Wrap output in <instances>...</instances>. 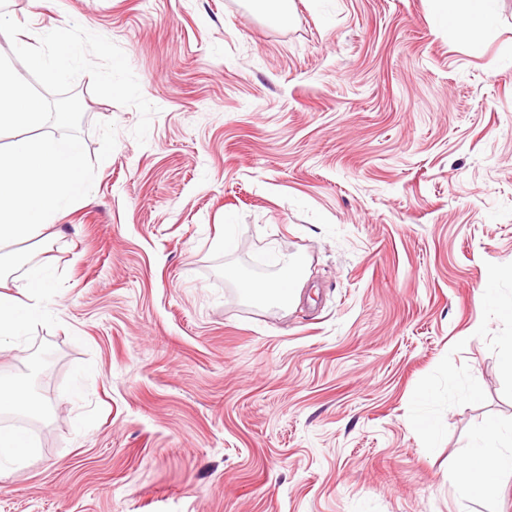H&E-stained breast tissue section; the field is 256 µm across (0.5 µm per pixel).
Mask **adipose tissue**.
I'll return each mask as SVG.
<instances>
[{"label":"adipose tissue","instance_id":"ef3b65f1","mask_svg":"<svg viewBox=\"0 0 512 512\" xmlns=\"http://www.w3.org/2000/svg\"><path fill=\"white\" fill-rule=\"evenodd\" d=\"M449 19V38L470 46L492 24L499 0H438ZM0 34L11 40L13 56L0 57V131L15 127L35 129L0 148V352L19 351L30 327L45 316V299L53 288L48 262L31 264L13 279L6 272L17 267L13 247L34 237L69 202L85 196L82 155L77 140L43 130L48 117L44 102L23 77L37 72L58 80L77 55L74 46L54 48L56 29L33 35L0 14ZM512 477V431L487 422L474 439L456 473L467 494L491 497Z\"/></svg>","mask_w":512,"mask_h":512}]
</instances>
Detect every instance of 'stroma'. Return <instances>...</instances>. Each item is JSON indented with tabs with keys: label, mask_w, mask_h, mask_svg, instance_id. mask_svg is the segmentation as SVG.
<instances>
[{
	"label": "stroma",
	"mask_w": 512,
	"mask_h": 512,
	"mask_svg": "<svg viewBox=\"0 0 512 512\" xmlns=\"http://www.w3.org/2000/svg\"><path fill=\"white\" fill-rule=\"evenodd\" d=\"M0 12L77 48L26 80L80 98L45 128L88 184L18 246L55 287L0 370L47 374V413L0 512H512V480L454 483L512 425V319L480 296L512 268V0L466 49L436 0ZM276 253L289 306L247 289ZM511 447L512 429L503 432L495 421L484 425L456 473L467 494L492 497L499 492L505 478L512 477Z\"/></svg>",
	"instance_id": "35a3bbf8"
}]
</instances>
